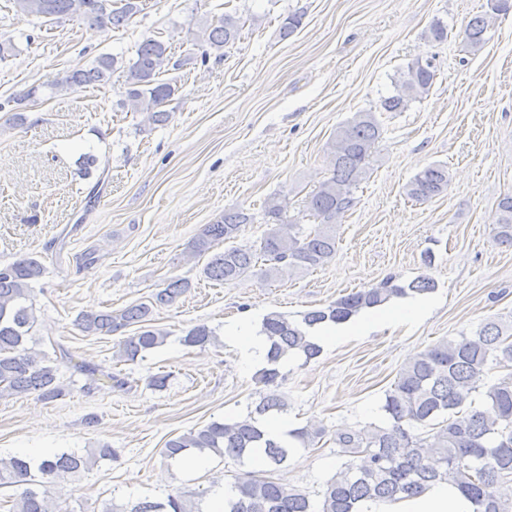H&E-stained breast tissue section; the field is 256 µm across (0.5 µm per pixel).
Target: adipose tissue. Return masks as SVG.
<instances>
[{
	"mask_svg": "<svg viewBox=\"0 0 512 512\" xmlns=\"http://www.w3.org/2000/svg\"><path fill=\"white\" fill-rule=\"evenodd\" d=\"M434 303L424 296L392 300L367 309L344 322H325L310 330V339L323 348H332L347 339L366 333L377 325L417 323L429 316ZM224 335L235 344L244 363L262 366L266 362L268 342L259 326L248 321L226 326ZM474 503L455 486L437 483L422 494L395 502L365 500L357 512H475Z\"/></svg>",
	"mask_w": 512,
	"mask_h": 512,
	"instance_id": "1",
	"label": "adipose tissue"
}]
</instances>
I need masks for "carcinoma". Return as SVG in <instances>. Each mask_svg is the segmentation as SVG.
Wrapping results in <instances>:
<instances>
[{
    "label": "carcinoma",
    "mask_w": 512,
    "mask_h": 512,
    "mask_svg": "<svg viewBox=\"0 0 512 512\" xmlns=\"http://www.w3.org/2000/svg\"><path fill=\"white\" fill-rule=\"evenodd\" d=\"M16 9L28 17L77 20L89 26L127 25L141 11L138 0H13ZM512 0H494L490 11L473 16L462 30V40L472 51L489 40L490 14L507 13ZM196 45L202 49L201 63L211 53L223 56L224 47L239 39V17L224 13L202 17L196 22ZM167 43L145 38L135 56L127 61L111 54L98 56L87 69L60 78L55 92H67L86 85H105L117 71L126 73L127 89L122 107L143 117L147 126L168 122L165 109L177 86L160 75L177 69ZM438 67L415 58L395 82L396 93L382 100L386 112H402L410 102L427 95ZM383 126L375 113L360 111L336 127L328 143L330 176L306 201L304 216L313 220L305 226L287 216L288 201L281 196L267 198L264 215L270 228L256 247L232 244L246 224L254 223L243 209L224 212L207 224L192 241L190 251L203 255L219 241L224 251L214 254L204 272L208 278L231 284L265 265L267 279L279 278L320 267L336 255L338 220L355 203L354 191L369 177L376 145ZM448 166L434 163L417 172L404 186L407 198L426 202L448 191ZM493 237L512 245V194L497 205ZM45 272L35 256L0 265V397L35 394L53 400L65 393L55 359L43 350L28 346L36 316L32 283ZM190 288L185 278L173 277L148 302L122 310H90L78 314L75 325L87 336L110 335L132 324L139 331L119 344L115 358L134 361L164 344L167 334L150 326L154 311L173 305ZM435 290V281L419 276L401 283L393 276L380 285L353 291L325 308L310 310L300 321H290L279 312L264 315L261 333L267 337V367L262 383L269 387L255 409L232 422L212 421L168 440L165 457L196 450L228 457L244 466L262 458L270 467H280L299 448H313L327 435L313 424L288 432L289 440L265 437L261 419L287 411L279 392L278 378L283 358L299 355L309 362L322 350L308 339V329L331 321L343 322L361 310L382 305L393 298L424 295ZM181 342L205 347L217 342L216 330L205 323L190 328ZM512 320L490 319L474 335L440 339L402 366L385 393L382 410L385 421L361 428L336 431L333 440L349 457L326 483L320 512H357L366 499L394 502L423 493L438 481L455 484L477 506L476 512H512V497L503 489L512 481ZM504 370L496 381L486 384L489 371ZM486 387L484 403L477 407L473 393ZM116 451L107 443L83 453L63 451L39 463L15 455L0 456V485H22L9 512H50L51 489L69 477H76L100 460H112ZM201 512L182 495H170L167 503L140 501L118 505L110 501L102 512ZM224 512H314L307 493L275 481L264 473L244 471L236 476L233 494L224 502Z\"/></svg>",
    "instance_id": "1"
}]
</instances>
